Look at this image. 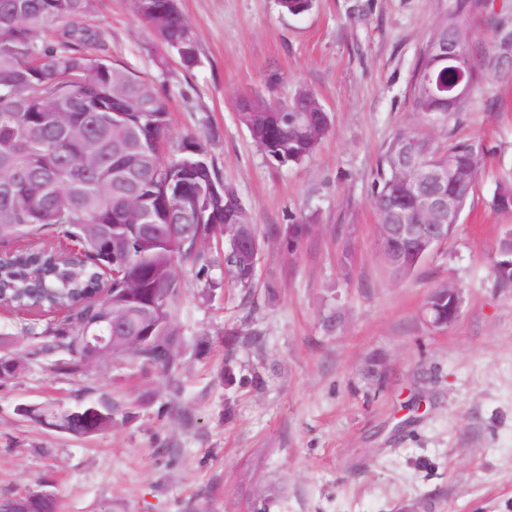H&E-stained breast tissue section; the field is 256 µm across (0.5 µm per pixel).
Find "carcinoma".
<instances>
[{"label": "carcinoma", "mask_w": 512, "mask_h": 512, "mask_svg": "<svg viewBox=\"0 0 512 512\" xmlns=\"http://www.w3.org/2000/svg\"><path fill=\"white\" fill-rule=\"evenodd\" d=\"M478 0H453L432 37L420 51L410 98L414 112L437 111L440 129L448 128L468 100L450 107L424 97L421 79L434 68L432 49L471 28ZM95 0H0V303L37 316L62 312L60 320L34 321L30 336H52L66 345L73 361L61 365L79 374L91 363L81 344L85 332L111 336L112 358L130 356L146 369L171 373L181 351L170 302L182 288L177 269L204 271L209 258L200 243L224 236L223 204L211 201L189 221L187 235L171 226L169 212L191 208V195H171L167 182L204 169L224 190L214 165L198 144L182 142L181 155L166 161L169 127L165 101L147 93V83L124 65L98 54L101 42L85 19ZM137 14L164 43L178 44L181 64L197 61V38L176 0H135ZM123 96L139 110L112 117L113 101ZM239 122L270 160L300 164L330 130L326 112H279L263 97L245 99ZM417 158L437 152L450 157L475 180V140L448 141L442 150L423 131L399 132L382 148L373 183L377 215L383 207L402 206L413 224V207L394 166L400 145ZM493 206L512 210V184L499 187ZM312 230L304 222L287 225L279 239L295 254ZM77 238L80 256L64 257L52 247H21L43 235ZM231 282L254 287L256 267L233 249L224 252ZM425 305L430 320L448 325V292L434 290ZM22 357L0 355V377L13 376ZM114 408L105 400L74 406L52 403L27 409L23 416L55 430L91 437L112 427Z\"/></svg>", "instance_id": "carcinoma-1"}]
</instances>
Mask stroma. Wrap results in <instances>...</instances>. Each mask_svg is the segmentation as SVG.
<instances>
[{"label":"stroma","instance_id":"35a3bbf8","mask_svg":"<svg viewBox=\"0 0 512 512\" xmlns=\"http://www.w3.org/2000/svg\"><path fill=\"white\" fill-rule=\"evenodd\" d=\"M449 0H178L198 60L181 65L133 0H101L87 22L112 58L168 106L169 153L202 146L263 237L250 294L208 243L206 273L181 270L172 303L182 358L164 376L128 357L80 375L63 343L23 335L31 313L0 307V500L49 491L58 512H512V287L493 265L512 232L494 209L512 183V0L471 22L481 79L449 139L488 156L455 232L408 275L382 255L372 185L382 147L418 127L410 83ZM310 89L331 117L312 157L269 161L237 118L246 95L283 102ZM309 238L286 255L275 229ZM453 284L457 319L430 326L424 304ZM240 342L226 351L224 336ZM235 367L224 381L225 364ZM104 399L112 426L75 437L23 405Z\"/></svg>","mask_w":512,"mask_h":512}]
</instances>
